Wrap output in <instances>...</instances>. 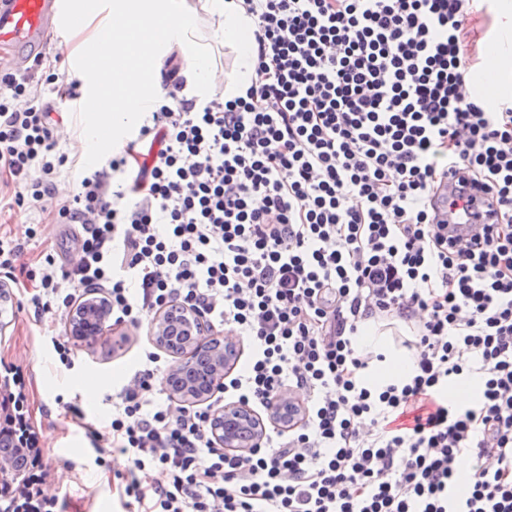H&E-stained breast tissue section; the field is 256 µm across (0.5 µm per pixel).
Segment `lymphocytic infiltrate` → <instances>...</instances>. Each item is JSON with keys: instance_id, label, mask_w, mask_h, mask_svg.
I'll list each match as a JSON object with an SVG mask.
<instances>
[{"instance_id": "obj_1", "label": "lymphocytic infiltrate", "mask_w": 512, "mask_h": 512, "mask_svg": "<svg viewBox=\"0 0 512 512\" xmlns=\"http://www.w3.org/2000/svg\"><path fill=\"white\" fill-rule=\"evenodd\" d=\"M492 0H244L257 44L244 95L180 97L179 67L136 139L85 173L60 223L68 269L45 256L35 317L96 288L113 323L178 302L208 329L247 337L243 366L210 400L164 398L159 352L112 394L107 432L139 512H512V95L480 100L466 67L473 15ZM28 77L0 74V170L17 207L44 208L64 156ZM136 165L133 184L115 173ZM470 187L497 223L448 240ZM411 324L416 365L364 386L353 342L371 318ZM480 376L471 405L448 389ZM0 424L36 442L19 370L5 367ZM303 414L245 453L210 424L233 399ZM472 471H457L460 457Z\"/></svg>"}]
</instances>
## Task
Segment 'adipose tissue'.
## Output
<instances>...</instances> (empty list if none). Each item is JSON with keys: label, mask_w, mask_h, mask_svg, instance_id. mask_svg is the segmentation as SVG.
Listing matches in <instances>:
<instances>
[{"label": "adipose tissue", "mask_w": 512, "mask_h": 512, "mask_svg": "<svg viewBox=\"0 0 512 512\" xmlns=\"http://www.w3.org/2000/svg\"><path fill=\"white\" fill-rule=\"evenodd\" d=\"M77 17L71 29L76 59L90 58V66L76 69L84 83L83 129L72 145L81 160H98L119 148L129 131L157 101L154 79L162 59L179 48L185 60L183 75L189 92L205 98L216 79H223L226 97L244 94L254 75L253 20L243 0H203L200 8L187 0H73ZM216 18L213 39L234 49L232 70L217 74L210 56L211 39L197 26L198 13ZM504 18L499 39L489 51L487 82L512 79V0H501ZM357 349L372 355L362 379L386 385L408 374L415 356L396 350L385 322L368 320L355 337Z\"/></svg>", "instance_id": "ef3b65f1"}]
</instances>
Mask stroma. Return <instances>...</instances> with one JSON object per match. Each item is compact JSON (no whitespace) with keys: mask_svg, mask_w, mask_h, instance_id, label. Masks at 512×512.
<instances>
[{"mask_svg":"<svg viewBox=\"0 0 512 512\" xmlns=\"http://www.w3.org/2000/svg\"><path fill=\"white\" fill-rule=\"evenodd\" d=\"M62 30L54 28L47 34L48 49L31 75L37 80V93L47 104L58 125L54 131L57 151L66 162L58 179V197H72L78 190L77 176L83 170H95L73 156L71 144L82 130V98H69L60 92L61 86L72 83L69 55L59 54L56 43L64 39ZM54 206L46 209L14 208L0 210V235L23 247L12 284V301L0 307V320L9 327L0 335V362L21 367L26 384L31 422L41 435L39 468L45 473L50 491L58 504L56 512H136L126 503L118 486L129 463L111 449L95 448L83 428L66 416L64 405L77 402L87 421L104 427L111 406L107 400L126 383L139 366L137 356L152 335L147 326L119 325L117 334L97 341L76 343L78 360L73 370L59 363L51 340L67 333V316L53 312L35 318L30 302L31 275L40 272V256L45 252H63L65 240L74 228L57 223ZM39 226L37 238H28L26 230ZM94 372L99 386L94 394H85L80 380ZM104 465H97V458Z\"/></svg>","mask_w":512,"mask_h":512,"instance_id":"1","label":"stroma"}]
</instances>
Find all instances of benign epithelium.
Masks as SVG:
<instances>
[{
	"instance_id": "7a95c632",
	"label": "benign epithelium",
	"mask_w": 512,
	"mask_h": 512,
	"mask_svg": "<svg viewBox=\"0 0 512 512\" xmlns=\"http://www.w3.org/2000/svg\"><path fill=\"white\" fill-rule=\"evenodd\" d=\"M84 310L76 307L71 310L68 319V331L72 336H102L108 330L107 312L105 307L97 309L98 326L96 329H78L77 322L82 319ZM153 329L155 345L169 353H174L170 341L171 331L187 337L182 343L179 353L183 354L182 364H192L199 355L209 359L211 370L209 388L196 393L190 386L179 381L181 373L178 367H172L170 376L174 382L168 385L170 396L184 404H192L208 399L219 389L240 356V344L237 340L224 337L211 344V348L203 349L207 342L204 325L200 315L193 309L173 304L157 314ZM302 413V405L291 397H284L267 410V417H262L253 408L236 402H227L218 409L212 418L211 430L217 443L227 449L246 451L254 447L265 436L269 427L286 429L293 424Z\"/></svg>"
}]
</instances>
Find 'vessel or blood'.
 <instances>
[{"instance_id":"obj_1","label":"vessel or blood","mask_w":512,"mask_h":512,"mask_svg":"<svg viewBox=\"0 0 512 512\" xmlns=\"http://www.w3.org/2000/svg\"><path fill=\"white\" fill-rule=\"evenodd\" d=\"M61 9L62 0H0V46L9 50L15 69L27 68L45 51Z\"/></svg>"}]
</instances>
